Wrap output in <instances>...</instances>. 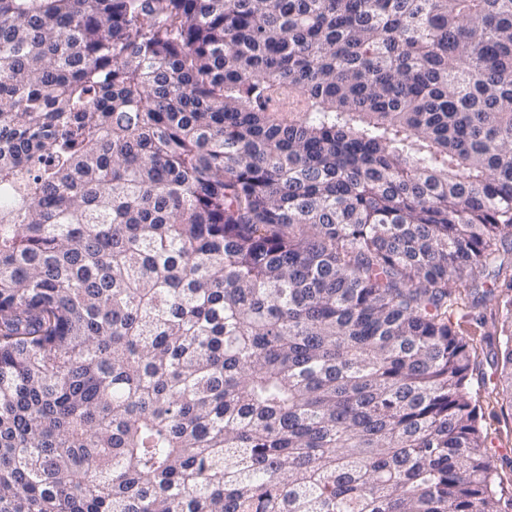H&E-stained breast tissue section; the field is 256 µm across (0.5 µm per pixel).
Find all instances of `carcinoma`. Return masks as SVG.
<instances>
[{
    "mask_svg": "<svg viewBox=\"0 0 512 512\" xmlns=\"http://www.w3.org/2000/svg\"><path fill=\"white\" fill-rule=\"evenodd\" d=\"M485 352L512 0H0V512H512Z\"/></svg>",
    "mask_w": 512,
    "mask_h": 512,
    "instance_id": "1",
    "label": "carcinoma"
}]
</instances>
